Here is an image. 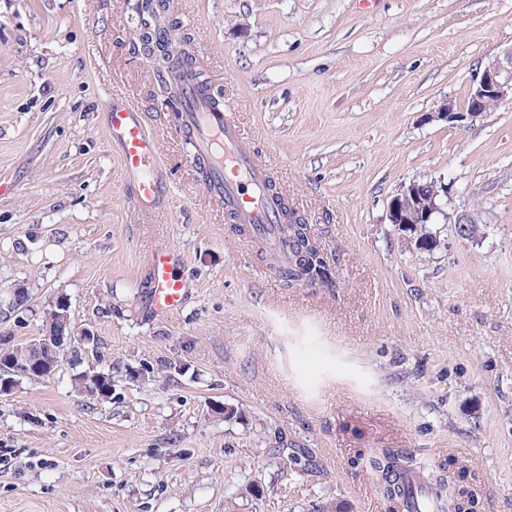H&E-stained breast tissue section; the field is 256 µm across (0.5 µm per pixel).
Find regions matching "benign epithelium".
Returning <instances> with one entry per match:
<instances>
[{
	"mask_svg": "<svg viewBox=\"0 0 512 512\" xmlns=\"http://www.w3.org/2000/svg\"><path fill=\"white\" fill-rule=\"evenodd\" d=\"M507 101L512 102V47L503 50L475 77L464 106L444 101L434 111L425 113L423 120H441L462 126L476 120L490 107ZM444 193L446 187L440 180L411 181L392 196L388 204L390 223L404 232L409 231L412 224L435 223L436 216L444 215L435 198ZM73 341V332L61 327L53 328L42 336L43 350L52 354Z\"/></svg>",
	"mask_w": 512,
	"mask_h": 512,
	"instance_id": "obj_1",
	"label": "benign epithelium"
}]
</instances>
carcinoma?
Wrapping results in <instances>:
<instances>
[{
    "instance_id": "carcinoma-1",
    "label": "carcinoma",
    "mask_w": 512,
    "mask_h": 512,
    "mask_svg": "<svg viewBox=\"0 0 512 512\" xmlns=\"http://www.w3.org/2000/svg\"><path fill=\"white\" fill-rule=\"evenodd\" d=\"M142 19L139 41L145 49H166L183 46L191 41L188 33L167 40V32L178 27V21L168 16L169 0H145L141 6ZM160 83L170 86L173 83H185L192 78L198 88L208 94L214 92L211 81L199 67L184 71L180 63L165 58V65L160 69ZM275 230L288 241V268L278 270L283 284L295 288L307 282L309 278L323 273L326 265L323 252L311 237L308 224H295L288 220L286 224L275 225ZM98 351V341L90 343L73 342L68 357L61 355L54 358L45 357L39 344L27 346L14 344V336L0 332V382L8 383L4 393H11L23 378H39L42 376L35 365L41 359L58 370L63 361H68L72 369L71 383L75 391L94 400L112 398L114 380L112 371L101 370L94 366L92 357ZM365 466L376 479V488L389 503L404 505V489L401 476L415 470L422 471L424 492L435 512H477L479 500L476 490L464 482L466 469L455 459H446L430 467L420 465L416 456L405 448H381L377 452L361 457Z\"/></svg>"
}]
</instances>
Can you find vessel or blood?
Instances as JSON below:
<instances>
[{
  "instance_id": "b4317fda",
  "label": "vessel or blood",
  "mask_w": 512,
  "mask_h": 512,
  "mask_svg": "<svg viewBox=\"0 0 512 512\" xmlns=\"http://www.w3.org/2000/svg\"><path fill=\"white\" fill-rule=\"evenodd\" d=\"M185 97L181 120L209 168L206 191L237 215L250 240L268 238L278 219L276 202L266 192L271 179L269 168L252 155L227 106H213L191 85L186 87ZM107 133L120 149L122 170L133 186L139 207L155 211L162 193L158 148L139 112L119 101L109 102ZM185 264L183 253L174 246L157 248L146 255L145 304L151 312L182 309L189 291L183 274Z\"/></svg>"
}]
</instances>
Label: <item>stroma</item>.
<instances>
[{
	"label": "stroma",
	"mask_w": 512,
	"mask_h": 512,
	"mask_svg": "<svg viewBox=\"0 0 512 512\" xmlns=\"http://www.w3.org/2000/svg\"><path fill=\"white\" fill-rule=\"evenodd\" d=\"M136 3L0 0V291L25 286L31 306L0 330L31 343L66 296L115 380L93 401L65 364L0 395V512H388L356 462L372 448L455 457L479 512H512V103L421 119L512 46V0H174L332 291L285 287L206 193ZM113 96L158 141L155 214L108 137ZM430 178L449 221L411 250L388 203ZM461 214L480 241L456 236ZM170 245L192 288L154 315L142 261Z\"/></svg>",
	"instance_id": "obj_1"
}]
</instances>
